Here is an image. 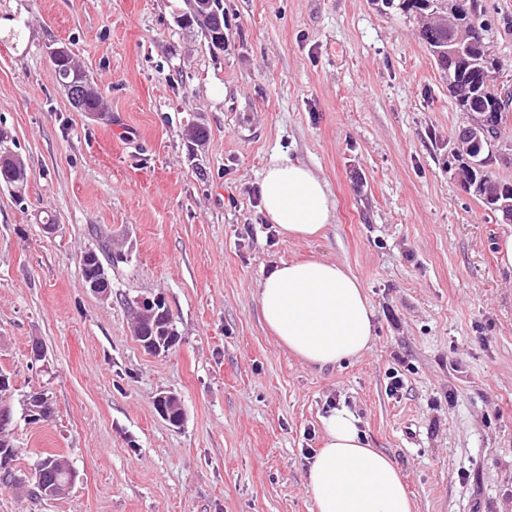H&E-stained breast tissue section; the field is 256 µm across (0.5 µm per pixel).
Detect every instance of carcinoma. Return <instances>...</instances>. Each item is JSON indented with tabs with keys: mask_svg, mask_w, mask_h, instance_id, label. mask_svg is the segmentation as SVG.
Returning a JSON list of instances; mask_svg holds the SVG:
<instances>
[{
	"mask_svg": "<svg viewBox=\"0 0 512 512\" xmlns=\"http://www.w3.org/2000/svg\"><path fill=\"white\" fill-rule=\"evenodd\" d=\"M459 14V19L473 29H478L482 35L478 36L471 46L458 53H450L439 60V65L448 70V90L455 96L458 106L465 112L492 113L495 119L492 122L488 139L474 147V151L485 155L492 147V141L498 138L499 129L503 124L504 114L508 112L502 100L503 87L497 78L485 80L484 70L493 68L500 71L499 62L491 54L488 43L485 41V32L488 31V20L484 18L483 10L478 0H446ZM180 24L184 28L198 27L204 33L208 43L224 40V7L216 6L215 12L206 15L199 12L187 11L180 16ZM58 84L67 89L75 88L80 97L70 100V104L79 112H101L102 96L97 86L88 74L74 62L73 56L68 55L52 63ZM206 128L198 122L187 124L185 140L189 148L203 144L207 139ZM8 134L0 131V182L16 188H21L27 181V172L24 163L8 146ZM457 172L462 182L467 186H475L479 182H493L489 199L484 206L493 214L501 215L503 221L512 220V209L502 208L503 203L512 202V183L503 182L495 178L482 166L479 169L471 168L465 162H459ZM127 261V257L112 253L110 239L99 234L96 236L93 261L85 264L81 269L82 275L104 274V287H112V278L109 270L116 269L119 264ZM150 335L160 337L159 346L167 350L170 344L167 339L175 335L172 317L159 322L151 328ZM35 470L41 473L44 480L55 488L69 484L74 471L67 461L54 456H47L39 461Z\"/></svg>",
	"mask_w": 512,
	"mask_h": 512,
	"instance_id": "1",
	"label": "carcinoma"
}]
</instances>
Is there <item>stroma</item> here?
Masks as SVG:
<instances>
[{
    "mask_svg": "<svg viewBox=\"0 0 512 512\" xmlns=\"http://www.w3.org/2000/svg\"><path fill=\"white\" fill-rule=\"evenodd\" d=\"M481 3L512 80V0ZM223 6L215 50L180 26L186 0H0L16 24L0 28V130L27 169L22 190L0 184L13 467L57 453L77 474L52 499L0 485V512H316L305 451L332 403L395 461L414 512H512V269L498 260L512 223L448 166L471 116L421 20L381 0ZM61 42L105 117L70 105L48 57ZM192 121L209 135L191 153ZM283 157L330 192L317 238L284 237L261 211L262 174ZM97 231L130 254L106 300L80 269ZM309 258L361 282L374 310L362 357L319 369L264 325L262 280ZM155 296L178 336L151 353L128 304ZM35 387L50 420L26 413ZM163 392L181 426L157 413Z\"/></svg>",
    "mask_w": 512,
    "mask_h": 512,
    "instance_id": "obj_1",
    "label": "stroma"
}]
</instances>
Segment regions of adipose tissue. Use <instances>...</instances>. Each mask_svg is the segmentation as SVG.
Segmentation results:
<instances>
[{
	"label": "adipose tissue",
	"instance_id": "adipose-tissue-1",
	"mask_svg": "<svg viewBox=\"0 0 512 512\" xmlns=\"http://www.w3.org/2000/svg\"><path fill=\"white\" fill-rule=\"evenodd\" d=\"M261 209L280 234L317 236L332 219L320 177L286 158L264 170ZM261 317L280 344L320 368L362 356L370 347L374 312L358 279L334 262H283L258 291ZM323 441L309 463L308 491L316 512H413L394 460L369 447L347 407L321 419Z\"/></svg>",
	"mask_w": 512,
	"mask_h": 512
}]
</instances>
